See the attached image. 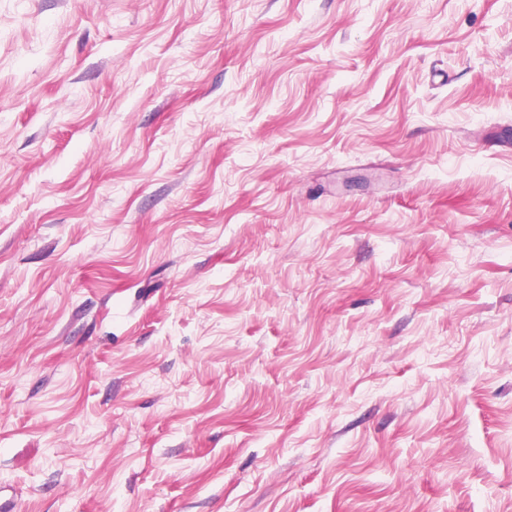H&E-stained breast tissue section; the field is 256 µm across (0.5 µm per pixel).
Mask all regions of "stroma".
I'll use <instances>...</instances> for the list:
<instances>
[{
  "label": "stroma",
  "instance_id": "obj_1",
  "mask_svg": "<svg viewBox=\"0 0 512 512\" xmlns=\"http://www.w3.org/2000/svg\"><path fill=\"white\" fill-rule=\"evenodd\" d=\"M0 512H512V0H0Z\"/></svg>",
  "mask_w": 512,
  "mask_h": 512
}]
</instances>
